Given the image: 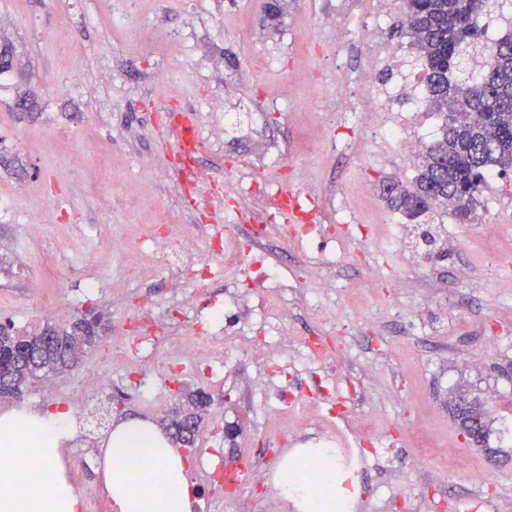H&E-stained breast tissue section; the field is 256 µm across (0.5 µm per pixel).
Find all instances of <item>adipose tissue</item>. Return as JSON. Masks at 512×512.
<instances>
[{"label":"adipose tissue","mask_w":512,"mask_h":512,"mask_svg":"<svg viewBox=\"0 0 512 512\" xmlns=\"http://www.w3.org/2000/svg\"><path fill=\"white\" fill-rule=\"evenodd\" d=\"M73 433L69 411L60 407L0 412V512H82L61 455ZM104 446L103 483L113 512H193L189 461L155 424L120 422ZM28 463L48 471L44 487L32 488ZM275 477L296 512H336L333 449L287 455Z\"/></svg>","instance_id":"ef3b65f1"}]
</instances>
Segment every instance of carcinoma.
Returning <instances> with one entry per match:
<instances>
[{"instance_id": "cac0c4a2", "label": "carcinoma", "mask_w": 512, "mask_h": 512, "mask_svg": "<svg viewBox=\"0 0 512 512\" xmlns=\"http://www.w3.org/2000/svg\"><path fill=\"white\" fill-rule=\"evenodd\" d=\"M400 36L418 53L428 111L441 117L413 181H391L392 210L428 223L452 213L476 219L477 196L494 172L512 168V35L489 39L490 23L505 16L502 0H399ZM487 64L473 67L474 58ZM99 320L69 329L44 327L23 335L0 327V400L18 398L36 380L77 363L97 340Z\"/></svg>"}]
</instances>
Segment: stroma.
Wrapping results in <instances>:
<instances>
[{"label":"stroma","mask_w":512,"mask_h":512,"mask_svg":"<svg viewBox=\"0 0 512 512\" xmlns=\"http://www.w3.org/2000/svg\"><path fill=\"white\" fill-rule=\"evenodd\" d=\"M279 4L271 20L260 0H0V241L13 245L0 257V323L34 331L101 319L82 361L31 384L16 404L68 408L88 394L91 409L62 450L77 489L103 491L102 443L115 422L167 428L201 391L210 401L186 454L229 470L253 462L240 487L261 512H292L283 498H267L265 481L287 451L335 438L344 416L381 438L352 483L354 512H512V444L502 437L512 426V290L475 266L464 245L486 224L512 237L500 209L512 204V173L489 178L476 223L444 217L446 260L425 257L414 225L383 193L389 181H411L418 156L381 127L379 113L412 116L411 136L435 123L403 102L413 81L380 80L410 56L393 31L398 0L386 4L375 47L358 27L376 0ZM145 31L158 53H141ZM355 111L362 124H352ZM186 112L202 146L185 160L173 127ZM228 112L236 126H225ZM228 180L292 193L323 233L293 240L252 194L207 203L205 188L223 191ZM382 219L397 225L399 243L379 254L365 239ZM255 224L270 230L245 265L212 260L211 242L249 239ZM181 235L211 263L204 291L177 269L156 271L140 249ZM341 247L346 259L324 270L332 288H319L309 261ZM391 278L399 287H387ZM273 294L288 335L330 337L336 358L284 366L269 376L272 397H255L264 369L234 346L262 338ZM153 315L166 322L169 349L208 319L229 355L203 364L198 377L160 356L150 370L124 360L133 340L152 336ZM90 378L105 390L86 393ZM160 394L168 397L161 406ZM458 394L482 404L483 446L468 445L448 409ZM421 436L455 448L461 464L420 453Z\"/></svg>","instance_id":"35a3bbf8"}]
</instances>
